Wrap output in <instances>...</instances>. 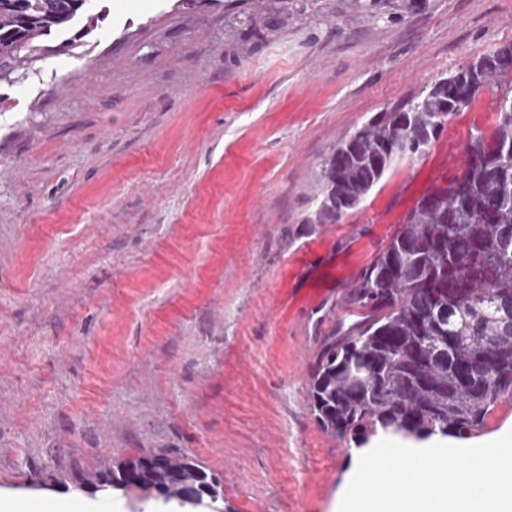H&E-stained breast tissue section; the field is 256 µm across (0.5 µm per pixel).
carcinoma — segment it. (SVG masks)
Here are the masks:
<instances>
[{"label": "carcinoma", "instance_id": "carcinoma-1", "mask_svg": "<svg viewBox=\"0 0 512 512\" xmlns=\"http://www.w3.org/2000/svg\"><path fill=\"white\" fill-rule=\"evenodd\" d=\"M86 2L0 0V80ZM511 69L506 44L343 140L323 165L317 222L359 207L392 167L425 151L450 113ZM348 301L357 320L325 339L310 383L316 419L331 434L461 436L512 393V95L500 99L491 134H472L460 174L422 196ZM85 483L172 500L190 489L220 495L195 461L166 453L126 459Z\"/></svg>", "mask_w": 512, "mask_h": 512}]
</instances>
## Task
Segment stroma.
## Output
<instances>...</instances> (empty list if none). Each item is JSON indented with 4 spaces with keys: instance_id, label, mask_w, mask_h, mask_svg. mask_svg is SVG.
Returning <instances> with one entry per match:
<instances>
[{
    "instance_id": "stroma-1",
    "label": "stroma",
    "mask_w": 512,
    "mask_h": 512,
    "mask_svg": "<svg viewBox=\"0 0 512 512\" xmlns=\"http://www.w3.org/2000/svg\"><path fill=\"white\" fill-rule=\"evenodd\" d=\"M0 81V493L68 512H333L360 446L317 423L324 340L512 72L334 224L324 160L512 43V0H92ZM186 455L217 505L82 488Z\"/></svg>"
}]
</instances>
